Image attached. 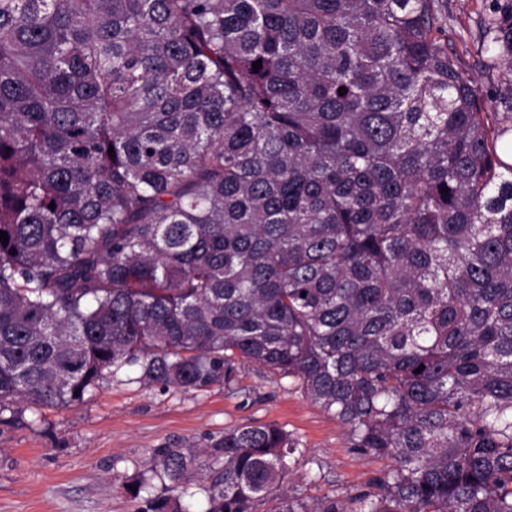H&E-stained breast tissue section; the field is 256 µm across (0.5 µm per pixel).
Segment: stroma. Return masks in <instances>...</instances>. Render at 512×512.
Segmentation results:
<instances>
[{
    "mask_svg": "<svg viewBox=\"0 0 512 512\" xmlns=\"http://www.w3.org/2000/svg\"><path fill=\"white\" fill-rule=\"evenodd\" d=\"M495 0H448V51L481 89L490 111L512 115V71L487 67L484 21ZM0 422V512H145L165 496L172 507L207 508L204 486L168 489L154 477L152 452L205 448L242 425L275 426L301 449L285 484L308 498L366 490L388 460L351 448L347 428L291 378L250 365L237 382L200 392L106 381L83 403L33 411L15 403ZM139 495L129 489L140 479Z\"/></svg>",
    "mask_w": 512,
    "mask_h": 512,
    "instance_id": "1",
    "label": "stroma"
}]
</instances>
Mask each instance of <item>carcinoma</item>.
Returning <instances> with one entry per match:
<instances>
[{
	"instance_id": "obj_1",
	"label": "carcinoma",
	"mask_w": 512,
	"mask_h": 512,
	"mask_svg": "<svg viewBox=\"0 0 512 512\" xmlns=\"http://www.w3.org/2000/svg\"><path fill=\"white\" fill-rule=\"evenodd\" d=\"M510 153L448 0H0V414L256 365L392 465L308 501L279 428L156 449L206 512H512Z\"/></svg>"
}]
</instances>
